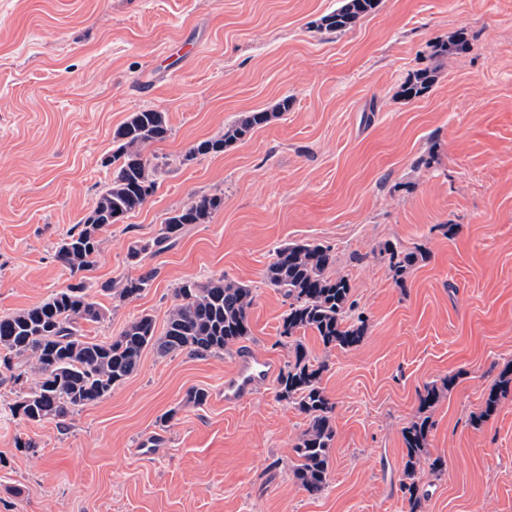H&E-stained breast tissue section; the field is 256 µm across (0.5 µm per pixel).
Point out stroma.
I'll list each match as a JSON object with an SVG mask.
<instances>
[{"mask_svg":"<svg viewBox=\"0 0 512 512\" xmlns=\"http://www.w3.org/2000/svg\"><path fill=\"white\" fill-rule=\"evenodd\" d=\"M338 4L0 0V314L74 283L57 244L108 182L114 130L147 108L171 129L146 149L157 189L104 234L85 273L106 313L86 336L145 314L164 328L187 279L252 290L246 340L207 359L145 350L133 376L65 423L12 417L16 387L0 376V512H410L402 434L425 417L443 469L422 468L420 512H512V394L481 416L512 371V0H381L346 31L317 29ZM461 29L469 52L440 53ZM425 67L431 87L403 97ZM258 111L270 122L224 154L184 161ZM204 193L224 196L209 223L128 264L131 241ZM287 241L330 248L350 317L368 326L352 349L301 337L336 404L316 497L292 475L309 419L276 382L224 404L241 352L280 368L292 358L279 335L288 302L265 278ZM388 244L417 262L395 274ZM152 268L138 297L98 290ZM432 385L441 397L421 408ZM193 387L206 405L187 402ZM512 392V376L502 373L499 379L491 386L484 402L482 418L491 416L497 409L501 399Z\"/></svg>","mask_w":512,"mask_h":512,"instance_id":"1","label":"stroma"}]
</instances>
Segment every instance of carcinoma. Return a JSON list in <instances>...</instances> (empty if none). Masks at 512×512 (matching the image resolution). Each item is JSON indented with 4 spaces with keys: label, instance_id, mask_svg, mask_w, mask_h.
<instances>
[{
    "label": "carcinoma",
    "instance_id": "obj_1",
    "mask_svg": "<svg viewBox=\"0 0 512 512\" xmlns=\"http://www.w3.org/2000/svg\"><path fill=\"white\" fill-rule=\"evenodd\" d=\"M377 5L378 0H340L336 10L320 19L319 27L345 30L372 13ZM470 48L466 33L458 32L441 51L460 54ZM430 84L431 70L424 68L402 92L414 98L428 90ZM268 120L266 112H249L225 127L223 134L192 143L185 160L220 155L229 144L243 139ZM168 137L165 114L152 109L131 113L117 127L112 136V153L104 160L110 179L83 222L74 225L59 242L54 254L59 264L73 274L89 270L103 234L142 207L155 192L158 164L143 154V148ZM223 207L222 195L196 197L167 218L152 240L132 245L128 260L138 265L143 254L167 249L177 241L185 225L205 224ZM386 252L398 273L416 260L414 253L392 246ZM332 264L331 251L319 244L285 243L276 249L265 278L288 300L279 331L281 337L290 339L301 331H310L327 349H351L362 343L365 321H349L350 285L343 277L327 275ZM155 277L153 269L128 277L123 287L115 291L116 295L122 300L137 297ZM89 288V283L81 278L35 305L0 315V368L9 372L10 380L18 386L10 407L13 416L34 423H63L77 411L110 396L115 385L135 374L148 347L161 356L186 354L203 359L223 354L224 349L250 335V289L226 283L222 278H199L185 280L175 288V304L162 333H157L153 317L145 314L128 323L118 336L93 340L83 334L82 325L100 322L104 312L91 300ZM29 360L35 362L39 380L35 387L26 390V371L22 365ZM325 370L326 365L311 361L301 341L296 340L293 360L277 378L279 397L292 401L309 418L307 431L293 445L298 458L293 477L310 496L321 494L326 487L335 436L336 405L321 387ZM511 393L512 376L503 373L491 386L477 420L491 416L501 399ZM430 428L426 416L403 433L406 482L402 483V490L408 494L412 512L420 507L417 466L426 452Z\"/></svg>",
    "mask_w": 512,
    "mask_h": 512
}]
</instances>
